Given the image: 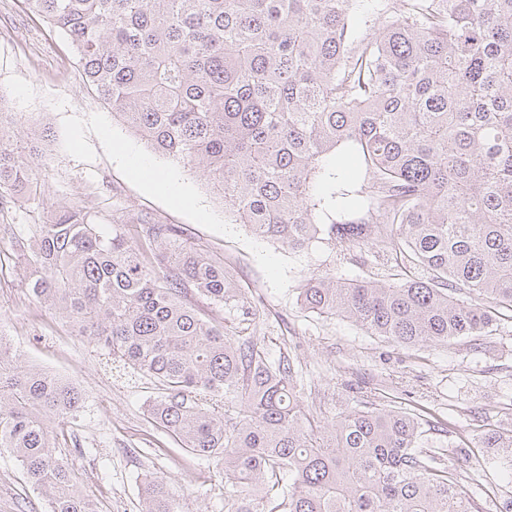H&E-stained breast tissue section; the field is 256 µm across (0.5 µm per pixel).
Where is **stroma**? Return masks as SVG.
<instances>
[{"instance_id":"obj_1","label":"stroma","mask_w":512,"mask_h":512,"mask_svg":"<svg viewBox=\"0 0 512 512\" xmlns=\"http://www.w3.org/2000/svg\"><path fill=\"white\" fill-rule=\"evenodd\" d=\"M0 108L20 115L29 129L46 125L53 132L39 163L40 193L0 198V335L23 362L84 393L85 406L65 426L58 447L99 512H140V482L147 476L163 479L183 512H224V472L216 461L188 455L149 419L147 403L157 394L152 379L115 367L104 350L27 291L12 239L29 236L65 205L85 208L101 224L147 216L174 225L182 240L222 259L256 304V336L271 358L293 360L308 409L330 417L365 399L420 413L432 423L421 448L468 481L484 512H512V475H489L479 466L485 432L512 434L511 311H503L487 335L416 347L305 311L297 296L309 273L383 279L387 267L370 252L340 244L293 251L233 223L208 180L156 156L113 121L85 81L69 39L21 0H0ZM123 146L162 177L174 175L182 195L162 178L141 179L122 160ZM46 510L45 493L28 482L9 449L0 448V512Z\"/></svg>"}]
</instances>
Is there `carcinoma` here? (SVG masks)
<instances>
[{
	"instance_id": "obj_1",
	"label": "carcinoma",
	"mask_w": 512,
	"mask_h": 512,
	"mask_svg": "<svg viewBox=\"0 0 512 512\" xmlns=\"http://www.w3.org/2000/svg\"><path fill=\"white\" fill-rule=\"evenodd\" d=\"M70 40L112 117L156 155L202 173L236 222L301 251L396 253L419 278L305 277L300 306L405 346L479 336L512 311V0H25ZM45 127L18 150L0 108V195L37 193ZM370 182L336 190V148ZM349 208L356 221L336 223ZM108 230L79 206L37 224L26 288L78 335L153 378L150 419L224 468L226 512H479L418 448L424 420L358 405L304 406L290 359L245 334L258 309L224 263L140 220ZM466 290L481 306L456 297ZM238 311L233 336L187 294ZM72 383L23 366L0 337V448L48 492L47 512H98L55 433L83 409ZM485 448H512L489 430ZM512 472V454L484 459ZM142 512H182L162 480Z\"/></svg>"
}]
</instances>
